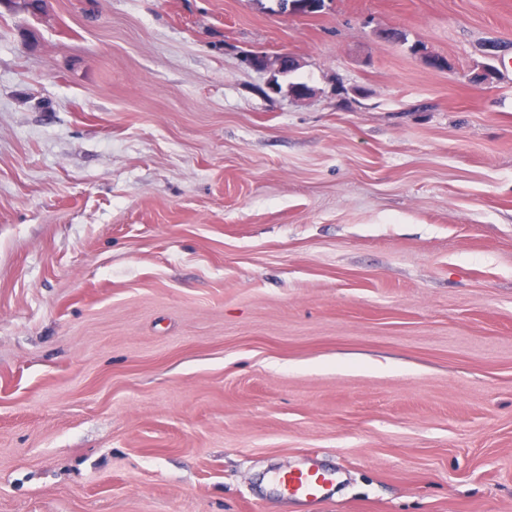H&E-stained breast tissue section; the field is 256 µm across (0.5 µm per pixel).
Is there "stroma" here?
Listing matches in <instances>:
<instances>
[{"mask_svg": "<svg viewBox=\"0 0 512 512\" xmlns=\"http://www.w3.org/2000/svg\"><path fill=\"white\" fill-rule=\"evenodd\" d=\"M496 57L512 0L0 6V512H512ZM288 55H281L277 57H269L261 53L255 52L248 56V62L251 65L262 68L270 73H283L289 68L296 67L295 62L290 59ZM258 62L259 66L255 65ZM275 481L284 495L305 502H321L336 485V471L314 464L286 473H278Z\"/></svg>", "mask_w": 512, "mask_h": 512, "instance_id": "35a3bbf8", "label": "stroma"}]
</instances>
